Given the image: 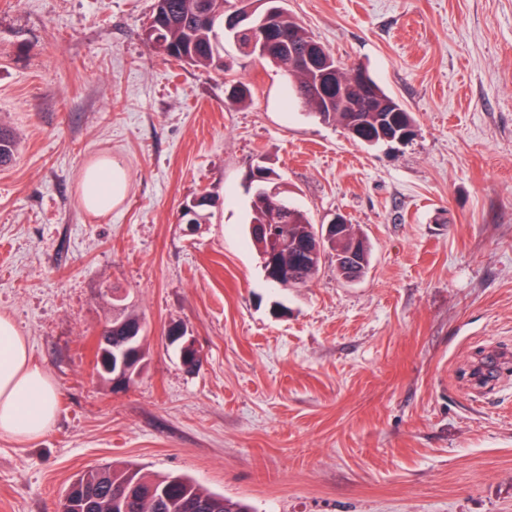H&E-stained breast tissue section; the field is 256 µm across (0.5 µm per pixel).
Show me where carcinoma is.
Masks as SVG:
<instances>
[{
  "label": "carcinoma",
  "mask_w": 512,
  "mask_h": 512,
  "mask_svg": "<svg viewBox=\"0 0 512 512\" xmlns=\"http://www.w3.org/2000/svg\"><path fill=\"white\" fill-rule=\"evenodd\" d=\"M257 0H154L150 22L147 28L155 26L159 16L166 24L160 30V39L153 42L144 39L152 50L177 63L187 64L214 72L229 74L233 65H219L218 60L226 55L225 44L234 46L241 58L251 57L250 37L243 33L236 39L218 36L217 29L223 25L225 6L232 5L245 9ZM279 33L288 38L294 48L304 51L315 44L314 38L302 26L280 0V15L277 20ZM266 61L282 68L292 82L294 96L310 115L325 123H333L347 129L348 113L328 112L319 109L318 100L330 93L333 85H320L313 69H291L281 58L278 42L269 48ZM16 153L13 137L0 129V166L10 164ZM273 211V199L265 193H252L248 228L249 236L258 248L262 269L270 265L264 241L253 226L263 224ZM289 235L298 241L317 234V226L301 209L284 217ZM344 246L331 241L326 256L336 258V273L347 281L363 277L368 270L370 246H365L354 260H344L339 252ZM134 489L136 499L126 503V510L118 512H251L250 507L240 501L226 498L199 486L192 478L184 475H149L134 465H105L91 468L78 475L68 484L56 506V512H70L69 503L82 504V512H108L100 497L105 486Z\"/></svg>",
  "instance_id": "1"
}]
</instances>
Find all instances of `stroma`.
Returning a JSON list of instances; mask_svg holds the SVG:
<instances>
[{
  "label": "stroma",
  "mask_w": 512,
  "mask_h": 512,
  "mask_svg": "<svg viewBox=\"0 0 512 512\" xmlns=\"http://www.w3.org/2000/svg\"><path fill=\"white\" fill-rule=\"evenodd\" d=\"M153 0H0V314L59 394L53 428L0 438V512H55L75 475L184 473L255 512H512V0H286L341 63L415 119L367 147L309 115L285 72L252 87L151 51ZM126 190L95 216L80 171ZM264 162L314 224L368 237L367 274L330 262L270 289L246 224ZM216 196L208 223L179 222ZM122 294L145 325L124 393L94 344ZM186 328L200 362L166 343ZM124 175L111 155L100 156L82 170L78 188L81 207L92 213L107 214L123 197Z\"/></svg>",
  "instance_id": "1"
}]
</instances>
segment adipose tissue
<instances>
[{
	"label": "adipose tissue",
	"mask_w": 512,
	"mask_h": 512,
	"mask_svg": "<svg viewBox=\"0 0 512 512\" xmlns=\"http://www.w3.org/2000/svg\"><path fill=\"white\" fill-rule=\"evenodd\" d=\"M124 175L104 155L82 170L78 188L81 207L110 213L124 194ZM58 415V390L52 378L35 364L15 321L0 315V437L20 443L37 440L53 427Z\"/></svg>",
	"instance_id": "obj_1"
}]
</instances>
